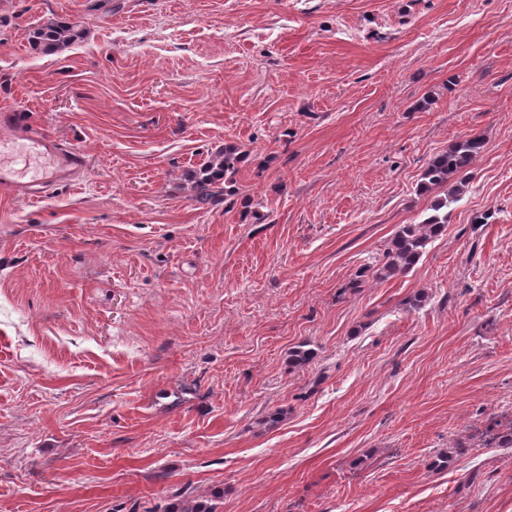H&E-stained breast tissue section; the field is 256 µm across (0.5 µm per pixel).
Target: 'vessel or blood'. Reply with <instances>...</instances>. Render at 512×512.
Segmentation results:
<instances>
[{
	"label": "vessel or blood",
	"mask_w": 512,
	"mask_h": 512,
	"mask_svg": "<svg viewBox=\"0 0 512 512\" xmlns=\"http://www.w3.org/2000/svg\"><path fill=\"white\" fill-rule=\"evenodd\" d=\"M80 156L52 142L20 113L0 114V189L25 199H38L57 182L69 179Z\"/></svg>",
	"instance_id": "obj_1"
}]
</instances>
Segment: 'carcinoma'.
I'll list each match as a JSON object with an SVG mask.
<instances>
[{
    "mask_svg": "<svg viewBox=\"0 0 512 512\" xmlns=\"http://www.w3.org/2000/svg\"><path fill=\"white\" fill-rule=\"evenodd\" d=\"M78 37V25L70 21L40 27L34 32L35 42L48 52L65 48ZM483 149V137L471 134L429 161L418 185L419 193L430 197L428 215L419 224L401 225L387 242L381 257L359 270L353 287H359L367 279L387 280L403 276L417 265L425 254L427 245L445 232L448 208L464 194L466 175ZM240 161L241 156L236 149L226 147L224 154L203 163L195 174L199 197L213 196L214 186L221 180L227 184L233 182ZM314 358L315 351L303 343L291 351L288 366L292 369L302 368ZM489 432L495 447L512 448V425L502 427L492 423L489 425ZM161 512H215V508L186 490L177 502Z\"/></svg>",
    "mask_w": 512,
    "mask_h": 512,
    "instance_id": "cac0c4a2",
    "label": "carcinoma"
}]
</instances>
